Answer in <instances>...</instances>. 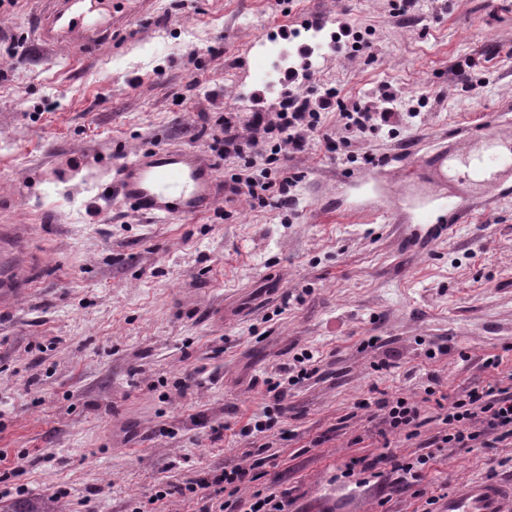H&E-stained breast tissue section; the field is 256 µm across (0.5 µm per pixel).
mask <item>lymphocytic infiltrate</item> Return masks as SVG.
<instances>
[{"label":"lymphocytic infiltrate","mask_w":512,"mask_h":512,"mask_svg":"<svg viewBox=\"0 0 512 512\" xmlns=\"http://www.w3.org/2000/svg\"><path fill=\"white\" fill-rule=\"evenodd\" d=\"M399 95L384 85L376 96L360 101L345 112V126L360 131L379 127L396 129L403 114L397 107ZM339 104L334 89L297 94L286 92L279 100L274 114L254 113L249 130H241L237 113L228 112L219 134L213 135L212 147L227 157L237 158L248 176L231 175L228 189L262 206L271 205L284 211L297 206L296 175L288 171L289 154L302 151L312 133L317 131L324 114L335 111ZM319 371L318 360L310 351L295 355L292 363L281 365L266 381L269 398L261 413L253 414L241 428L246 438H260L259 458L232 468L215 467L205 476L188 484L190 491H204L205 503L200 512H288V503L275 489L251 490L259 480L262 455L271 445L288 407L287 386H297L314 377ZM440 378L430 375L423 392L383 395L375 400L368 416L377 436L388 439L401 436L419 440L421 453L405 456L392 451L371 458L350 460L340 473L343 481L380 493V503H387L393 492L408 491L422 499L423 512H438L439 496L430 494L422 482L435 459L438 448H495L512 440V393L487 386L463 391L453 397L448 406L429 413L428 403L439 391ZM435 423L430 436H422L421 428ZM230 492V499L217 501V494Z\"/></svg>","instance_id":"f902f5d3"}]
</instances>
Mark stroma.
I'll return each instance as SVG.
<instances>
[{
    "instance_id": "obj_1",
    "label": "stroma",
    "mask_w": 512,
    "mask_h": 512,
    "mask_svg": "<svg viewBox=\"0 0 512 512\" xmlns=\"http://www.w3.org/2000/svg\"><path fill=\"white\" fill-rule=\"evenodd\" d=\"M394 2L120 0L111 40L80 56L37 48L38 0H0V225L18 240L0 274L24 283L0 298V512H197L195 494L153 496L240 463L266 377L305 349L319 375L289 391L256 488L291 490L288 512H416L411 494L380 507L337 480L380 451L359 405L433 372L451 397L512 392V177L449 178L476 210L439 238L414 221L429 190L392 180L512 100V0H418L409 18ZM344 25L370 49H338ZM288 69L343 110L389 84L421 115L361 137L325 114L288 160L291 214L223 191L205 213L155 219L101 194L155 146L207 155L222 180L240 172L210 135L225 112L273 111ZM367 153L376 181H340ZM389 356L396 368L375 370ZM491 475L512 478V444L443 449L427 482L441 494Z\"/></svg>"
}]
</instances>
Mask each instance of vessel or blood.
I'll return each mask as SVG.
<instances>
[{"label":"vessel or blood","instance_id":"b4317fda","mask_svg":"<svg viewBox=\"0 0 512 512\" xmlns=\"http://www.w3.org/2000/svg\"><path fill=\"white\" fill-rule=\"evenodd\" d=\"M37 16L36 30L48 45H69L79 50L98 49L112 35V0H45ZM449 158L441 153L428 161L409 157L397 170L400 183L414 181L425 171L435 182L448 179ZM456 161L465 177L481 181L489 175L512 170V148L465 150ZM216 169L206 156L191 149L154 147L121 162L103 194L120 198L140 214L154 218L196 216L215 203ZM469 206L445 198L440 212L428 208L415 214L416 223L429 226L434 236L446 234L449 226L464 223ZM444 512H512V480L500 484L474 483L460 487L449 497Z\"/></svg>","mask_w":512,"mask_h":512}]
</instances>
